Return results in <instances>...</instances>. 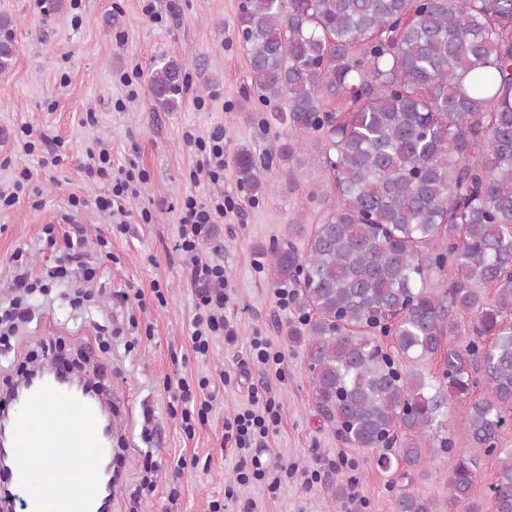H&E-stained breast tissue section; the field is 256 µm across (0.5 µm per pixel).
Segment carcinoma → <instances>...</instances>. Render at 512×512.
<instances>
[{"label": "carcinoma", "instance_id": "obj_1", "mask_svg": "<svg viewBox=\"0 0 512 512\" xmlns=\"http://www.w3.org/2000/svg\"><path fill=\"white\" fill-rule=\"evenodd\" d=\"M234 27L251 89L284 126L274 156L311 136L335 186L303 250L270 248L315 404L400 480L432 442L449 459L448 512H478V460L495 456L494 509L512 512V448L499 447L512 421V0H240ZM15 53L0 40V74ZM186 88L184 64L154 60L157 106L176 109ZM234 165L249 198L273 191L250 148ZM435 358L430 378L406 370ZM395 501L432 512L410 490ZM468 417V407L465 403L455 406L451 413V433L455 439V447L465 448L467 442L466 421Z\"/></svg>", "mask_w": 512, "mask_h": 512}]
</instances>
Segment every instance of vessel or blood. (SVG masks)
<instances>
[{
  "label": "vessel or blood",
  "mask_w": 512,
  "mask_h": 512,
  "mask_svg": "<svg viewBox=\"0 0 512 512\" xmlns=\"http://www.w3.org/2000/svg\"><path fill=\"white\" fill-rule=\"evenodd\" d=\"M68 370L64 360H55L43 377L0 396L17 406L9 417L5 480L13 512H111L116 480L106 465L112 445L104 426L112 419V400L103 385L89 400L61 384L56 375ZM37 457L46 463L35 486Z\"/></svg>",
  "instance_id": "b4317fda"
}]
</instances>
